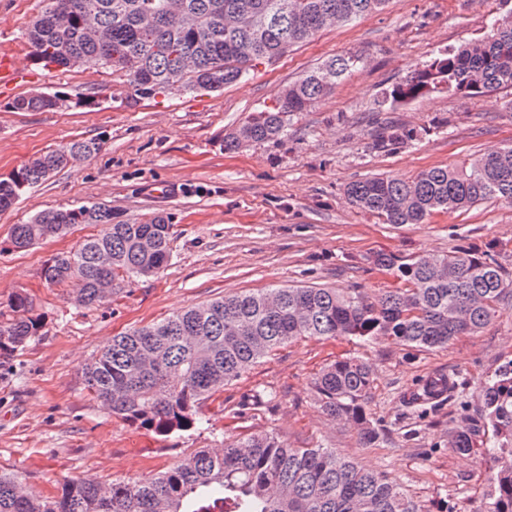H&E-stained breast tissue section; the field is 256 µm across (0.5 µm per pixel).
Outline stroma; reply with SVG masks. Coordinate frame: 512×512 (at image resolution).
Returning <instances> with one entry per match:
<instances>
[{"instance_id": "obj_1", "label": "stroma", "mask_w": 512, "mask_h": 512, "mask_svg": "<svg viewBox=\"0 0 512 512\" xmlns=\"http://www.w3.org/2000/svg\"><path fill=\"white\" fill-rule=\"evenodd\" d=\"M42 0H0V55L26 49L24 34ZM512 0H390L350 26L328 28L272 65L209 95L135 96L126 78L100 62L71 71L27 61L18 81L0 87V177L74 139L100 151L58 171L0 211V241L39 212L97 203L139 222L154 214L172 224V257L154 277L136 280L94 306L68 287L47 286L52 255L88 235L79 226L26 251L0 252V303L28 293L44 320L41 335L0 361V470L38 493L66 478L103 486L165 471L197 449L223 448L247 430L271 433L293 448L336 449L384 473L423 512H482L493 459L458 454L449 442L481 423V389L512 358V307L481 332L448 347L411 348L377 336L366 342L304 337L253 366L199 407L201 423L167 436L118 415L87 391L81 368L113 336L221 296L272 286L354 288L370 301L393 286L376 268L379 251L447 255L467 247L491 254L512 273V205L490 200L465 213L395 227L354 208L347 184L376 175L411 178L512 144V89L475 99L432 94L385 103L383 94L423 68L438 51L476 38ZM359 56L352 74L295 116L285 140L225 151V134L271 104L277 90L320 62ZM85 97L87 107L19 112L13 102L35 91ZM421 131L414 144L373 149L386 122ZM371 365L365 409L378 432L362 443L353 425L323 413L315 375L342 357ZM456 377L459 387L434 410L414 413L410 398L427 378ZM271 404L247 405L255 389Z\"/></svg>"}]
</instances>
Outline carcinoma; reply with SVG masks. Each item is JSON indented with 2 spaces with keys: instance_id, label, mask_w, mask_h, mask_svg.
I'll use <instances>...</instances> for the list:
<instances>
[{
  "instance_id": "obj_1",
  "label": "carcinoma",
  "mask_w": 512,
  "mask_h": 512,
  "mask_svg": "<svg viewBox=\"0 0 512 512\" xmlns=\"http://www.w3.org/2000/svg\"><path fill=\"white\" fill-rule=\"evenodd\" d=\"M26 32L34 60L66 71L86 58L127 77L135 94L153 98L178 92L215 93L258 66L271 65L298 43L336 24L351 25L383 11L389 0H44ZM358 56L336 55L283 86L275 105L253 112L224 149L280 140L296 114L330 94L355 68ZM512 88V13L489 20L478 45L467 42L435 56L392 86L386 98L403 103L446 92L477 98ZM56 92L18 98L13 109L48 111L66 106ZM417 130L394 126L374 148L393 150L416 142ZM99 150L75 139L33 158L0 178V210L28 189ZM349 202L385 224H424L437 213L466 212L489 200L512 204V144L455 166H434L411 179L374 176L350 183ZM87 224L97 232L42 269L49 286L73 288L93 306L102 284L119 292L134 278L154 276L169 263L171 224L162 215L128 223L112 209L82 204L43 211L14 225L10 246L26 250L48 237ZM375 264L399 287L369 302L354 288L272 287L210 300L163 320L112 337L82 369L88 391L125 420L167 435L194 427L200 404L239 380L260 359L302 336L364 341L388 336L401 345L445 348L455 338L486 327L512 300V275L472 250L407 258L379 253ZM10 315L0 311V356L9 358L39 335L44 323L28 295L15 293ZM374 382L355 358L326 366L315 378L323 410L377 437L365 411ZM457 382L430 379L412 397L416 408L451 395ZM481 441L495 462L489 472V512H512V359L483 388ZM476 430L451 439L469 454ZM421 512L404 490L333 448H291L270 434L249 433L200 450L148 480L116 481L105 492L92 480L66 478L56 494L26 491L13 473L0 471V512Z\"/></svg>"
}]
</instances>
